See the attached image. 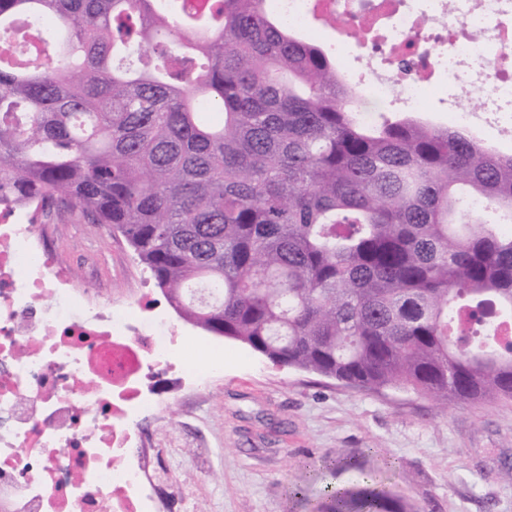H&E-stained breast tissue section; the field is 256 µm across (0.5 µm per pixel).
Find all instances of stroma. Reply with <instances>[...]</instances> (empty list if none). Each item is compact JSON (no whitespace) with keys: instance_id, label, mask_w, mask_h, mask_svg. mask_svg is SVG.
Here are the masks:
<instances>
[{"instance_id":"stroma-1","label":"stroma","mask_w":512,"mask_h":512,"mask_svg":"<svg viewBox=\"0 0 512 512\" xmlns=\"http://www.w3.org/2000/svg\"><path fill=\"white\" fill-rule=\"evenodd\" d=\"M55 248L88 287H106L116 302L146 288L152 308L172 314L119 232L65 221ZM222 345L224 370L207 384L169 373L146 426L166 512H314L327 482L348 481L322 468L339 455L388 469V489L419 512H512L503 478L512 468V401L444 409L280 366L227 338ZM295 486L305 495L289 496Z\"/></svg>"}]
</instances>
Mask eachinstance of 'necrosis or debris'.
<instances>
[{
  "label": "necrosis or debris",
  "mask_w": 512,
  "mask_h": 512,
  "mask_svg": "<svg viewBox=\"0 0 512 512\" xmlns=\"http://www.w3.org/2000/svg\"><path fill=\"white\" fill-rule=\"evenodd\" d=\"M321 38L340 80L398 112L435 93L475 137L512 138V0H265ZM476 96L480 109L462 104ZM23 209L0 213V512H162L142 421L165 371L196 374L176 325L134 295L99 302Z\"/></svg>",
  "instance_id": "4bbe7bcc"
}]
</instances>
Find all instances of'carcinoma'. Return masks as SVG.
Wrapping results in <instances>:
<instances>
[{
  "instance_id": "cac0c4a2",
  "label": "carcinoma",
  "mask_w": 512,
  "mask_h": 512,
  "mask_svg": "<svg viewBox=\"0 0 512 512\" xmlns=\"http://www.w3.org/2000/svg\"><path fill=\"white\" fill-rule=\"evenodd\" d=\"M357 98L262 0H0V205L120 232L185 320L277 365L512 401V155ZM336 463L322 512H408Z\"/></svg>"
}]
</instances>
